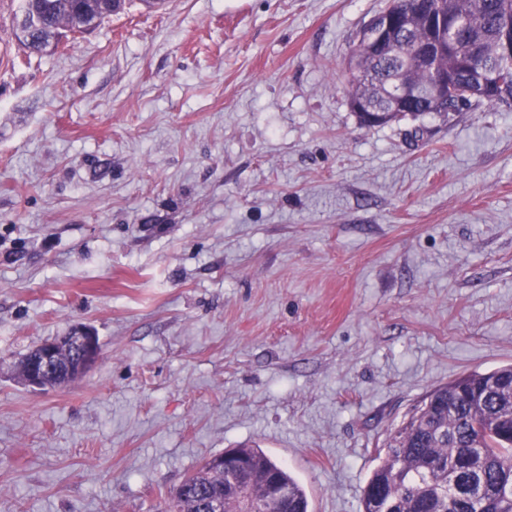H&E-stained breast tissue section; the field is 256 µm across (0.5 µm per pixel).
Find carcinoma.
Here are the masks:
<instances>
[{"mask_svg":"<svg viewBox=\"0 0 512 512\" xmlns=\"http://www.w3.org/2000/svg\"><path fill=\"white\" fill-rule=\"evenodd\" d=\"M20 2L22 11L37 16L24 45L38 54L57 37L83 34L123 8L120 0L91 6L88 0ZM386 12L397 17L399 30L363 75L350 77L349 100L379 85L394 86L404 76L411 105L399 112L403 118L512 106V60L499 53L503 38L512 37V0H390ZM434 41L448 46V54L432 71L421 67L415 47ZM486 71L502 80L491 91L481 90ZM444 72L451 78L448 106L436 110L426 91ZM383 451L363 491L362 512H512V364L465 373L432 390L388 435ZM233 452L246 464L245 496L227 495L223 512H243L246 498L264 512H277L274 491L288 500L291 512H309L306 492L287 468L256 446ZM234 479L207 459L185 482L206 492ZM469 483L470 495L455 490ZM200 502L178 487L161 512H202Z\"/></svg>","mask_w":512,"mask_h":512,"instance_id":"obj_1","label":"carcinoma"}]
</instances>
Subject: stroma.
Wrapping results in <instances>:
<instances>
[{"mask_svg": "<svg viewBox=\"0 0 512 512\" xmlns=\"http://www.w3.org/2000/svg\"><path fill=\"white\" fill-rule=\"evenodd\" d=\"M389 0H166L33 54L0 0V512H156L261 448L360 512L435 387L512 363V108L361 124ZM98 362L17 364L75 324Z\"/></svg>", "mask_w": 512, "mask_h": 512, "instance_id": "35a3bbf8", "label": "stroma"}]
</instances>
